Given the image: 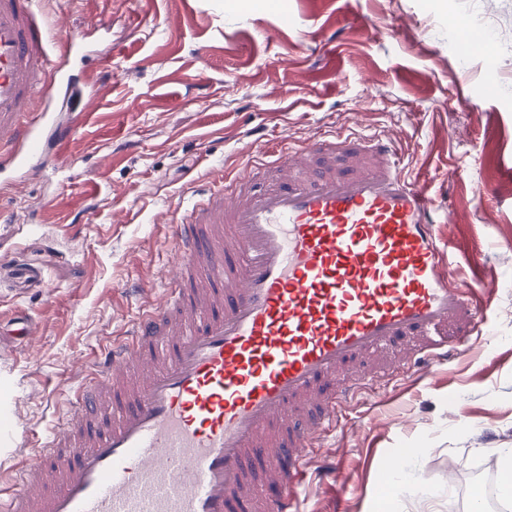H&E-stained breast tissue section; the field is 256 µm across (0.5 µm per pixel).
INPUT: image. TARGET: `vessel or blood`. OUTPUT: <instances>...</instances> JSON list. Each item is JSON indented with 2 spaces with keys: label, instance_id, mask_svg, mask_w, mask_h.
Segmentation results:
<instances>
[{
  "label": "vessel or blood",
  "instance_id": "obj_1",
  "mask_svg": "<svg viewBox=\"0 0 512 512\" xmlns=\"http://www.w3.org/2000/svg\"><path fill=\"white\" fill-rule=\"evenodd\" d=\"M77 40L52 44L36 0H0V178L76 128ZM439 211L389 136L328 132L226 177L172 225L178 264L0 481V512H298L307 451L368 384L457 354L486 322Z\"/></svg>",
  "mask_w": 512,
  "mask_h": 512
}]
</instances>
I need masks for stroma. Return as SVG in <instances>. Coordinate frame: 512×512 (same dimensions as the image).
<instances>
[{"label": "stroma", "mask_w": 512, "mask_h": 512, "mask_svg": "<svg viewBox=\"0 0 512 512\" xmlns=\"http://www.w3.org/2000/svg\"><path fill=\"white\" fill-rule=\"evenodd\" d=\"M54 42H89L75 74L96 109H61L77 136L52 167L0 190L12 221L0 252L36 264L42 283L0 274V320L29 314L35 334L0 335V408L46 436L92 361L135 318L138 286L161 298L175 263L169 226L189 186L212 187L246 160L254 132L274 150L328 131L391 133L438 207L466 288L495 286L488 326L461 355L363 391L309 455L300 512H425L389 489L408 469L433 486L436 512H467L498 483L512 448V0H41ZM509 38L461 52L456 17ZM335 35L328 43L327 35ZM111 59L112 73L100 71ZM469 176L447 189L448 172ZM478 258L470 268V258ZM339 466L328 485L318 473Z\"/></svg>", "instance_id": "1"}]
</instances>
